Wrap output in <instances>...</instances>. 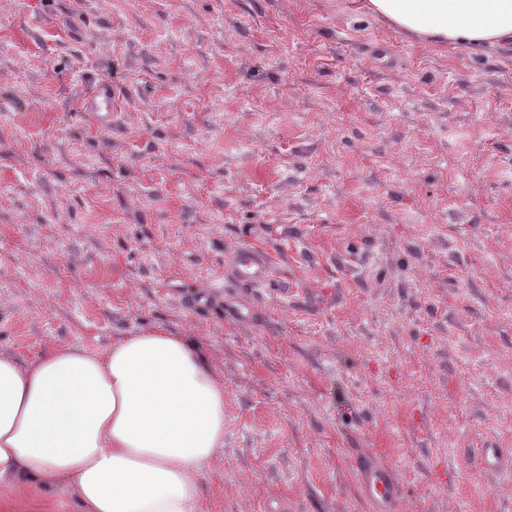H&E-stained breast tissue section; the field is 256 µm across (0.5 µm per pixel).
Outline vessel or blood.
<instances>
[{"instance_id":"1","label":"vessel or blood","mask_w":512,"mask_h":512,"mask_svg":"<svg viewBox=\"0 0 512 512\" xmlns=\"http://www.w3.org/2000/svg\"><path fill=\"white\" fill-rule=\"evenodd\" d=\"M85 110L99 125L112 122V91L95 92L85 104ZM268 255L253 246H239L224 255V277L247 286H261L271 277ZM356 470L363 495L371 512H399L401 507L400 482L395 468L370 452L359 453Z\"/></svg>"}]
</instances>
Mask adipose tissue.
I'll return each instance as SVG.
<instances>
[{
	"instance_id": "ef3b65f1",
	"label": "adipose tissue",
	"mask_w": 512,
	"mask_h": 512,
	"mask_svg": "<svg viewBox=\"0 0 512 512\" xmlns=\"http://www.w3.org/2000/svg\"><path fill=\"white\" fill-rule=\"evenodd\" d=\"M433 45L512 48V0H364ZM224 446V384L196 346L155 330L102 352L0 354V488L74 494L82 512H199Z\"/></svg>"
}]
</instances>
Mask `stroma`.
<instances>
[{"instance_id": "stroma-1", "label": "stroma", "mask_w": 512, "mask_h": 512, "mask_svg": "<svg viewBox=\"0 0 512 512\" xmlns=\"http://www.w3.org/2000/svg\"><path fill=\"white\" fill-rule=\"evenodd\" d=\"M244 244L273 277L216 287ZM153 330L224 383L202 512H370L354 448L401 512H512V52L355 0H0V352ZM100 90L87 100L85 110L96 124L106 126L112 123V88L106 86L103 92ZM356 470L363 495L373 512H398L400 482L396 469L371 452L356 457Z\"/></svg>"}]
</instances>
